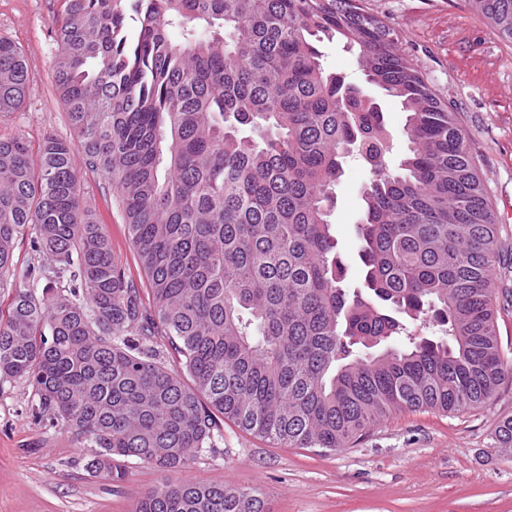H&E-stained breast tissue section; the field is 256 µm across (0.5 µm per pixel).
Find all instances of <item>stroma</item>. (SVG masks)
I'll use <instances>...</instances> for the list:
<instances>
[{
  "label": "stroma",
  "mask_w": 512,
  "mask_h": 512,
  "mask_svg": "<svg viewBox=\"0 0 512 512\" xmlns=\"http://www.w3.org/2000/svg\"><path fill=\"white\" fill-rule=\"evenodd\" d=\"M368 6L396 29L402 53L469 136L498 224L502 255L493 293L498 338L512 363V44L466 0H368ZM60 14V0H0V38L23 51L30 77L22 108L0 118L1 139L19 137L35 148L48 132L73 137L54 83ZM75 167L80 194L111 238L115 262L146 291L108 179L83 158ZM369 179L367 167L348 160L329 217L352 288L364 277L355 226ZM35 403L27 381L0 378V512H135L146 491L177 480V473L135 460L121 482L90 474L91 449L36 419ZM510 416L512 381L479 409L399 412L354 447L332 452L278 448L227 420L222 439L186 475L258 490L266 512H512V452L495 444L498 425Z\"/></svg>",
  "instance_id": "1"
}]
</instances>
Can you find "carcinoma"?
Wrapping results in <instances>:
<instances>
[{
    "instance_id": "carcinoma-1",
    "label": "carcinoma",
    "mask_w": 512,
    "mask_h": 512,
    "mask_svg": "<svg viewBox=\"0 0 512 512\" xmlns=\"http://www.w3.org/2000/svg\"><path fill=\"white\" fill-rule=\"evenodd\" d=\"M512 42V0H467ZM54 80L86 167L103 173L149 286L144 307L83 202L70 142L32 158L0 139V292L28 236L48 288L0 310V376L36 416L93 449L183 472L221 419L284 447L354 446L402 410L486 404L499 348L494 213L466 134L365 0H63ZM357 49L368 86L406 113L389 163L380 103L351 93L318 44ZM26 59L0 39V115ZM371 172L357 224L367 294L344 287L328 215L346 159ZM441 339L402 336L426 314ZM164 345L176 366L161 359ZM512 448V418L496 431ZM137 512H264L259 493L187 478Z\"/></svg>"
}]
</instances>
